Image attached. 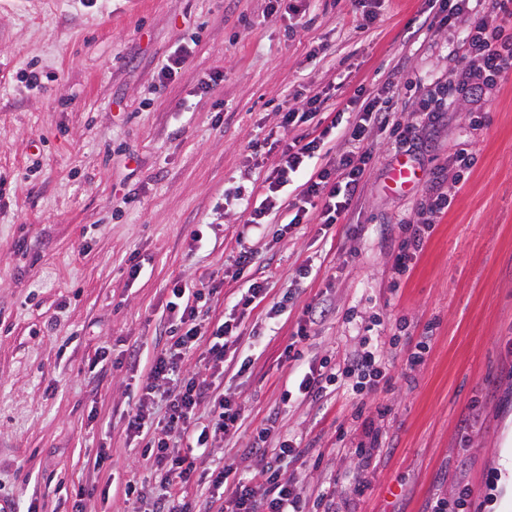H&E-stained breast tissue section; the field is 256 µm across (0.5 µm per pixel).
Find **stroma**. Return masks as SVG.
I'll return each instance as SVG.
<instances>
[{"instance_id": "obj_1", "label": "stroma", "mask_w": 512, "mask_h": 512, "mask_svg": "<svg viewBox=\"0 0 512 512\" xmlns=\"http://www.w3.org/2000/svg\"><path fill=\"white\" fill-rule=\"evenodd\" d=\"M267 5L0 0V496L72 512L86 453L100 446L117 483L148 480L121 420L145 374L128 354L147 360L162 347L176 278L218 282L204 317L222 318L246 286L235 266L246 245L269 292L244 313L245 336L214 378L244 418L207 465L254 474L249 448L271 418L305 450L283 479L312 497L335 486L339 512H424L462 482L476 512H512V72L487 100L458 99L422 120L411 152L375 133L352 204L328 233L296 224L261 234L230 189L264 184L254 139L308 132L281 128L282 111L311 91L343 109L356 88L377 94L390 81L397 118L416 119L414 83L447 86L448 53L460 47L455 32L421 29L424 0H385L364 29L355 0H303L298 14ZM181 46L188 65L159 88V65ZM463 151L476 156L467 172L454 163ZM402 158L420 174L408 190L389 183ZM434 190L454 193L453 204L399 274L401 226L426 219L419 203ZM305 264L316 274L301 282ZM322 301L334 312L309 325L305 361H342L373 333L396 360L390 385L364 399L344 386L322 405L284 400L298 373L282 352ZM428 326L426 360L405 368ZM100 348L108 364L91 368ZM371 428L381 438L365 459L355 448Z\"/></svg>"}]
</instances>
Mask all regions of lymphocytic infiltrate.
<instances>
[{
	"instance_id": "f902f5d3",
	"label": "lymphocytic infiltrate",
	"mask_w": 512,
	"mask_h": 512,
	"mask_svg": "<svg viewBox=\"0 0 512 512\" xmlns=\"http://www.w3.org/2000/svg\"><path fill=\"white\" fill-rule=\"evenodd\" d=\"M427 5L423 20L427 30L437 33L450 29L461 34L463 52L457 59L456 78L448 86V97L486 98L498 78L512 71V31L499 22L512 9V0H427ZM393 98L390 90L381 97L357 90L350 103L360 112L358 120L344 121L339 110L318 135L307 134L281 144L267 187L248 213V224L262 228L285 207L290 209L294 224L316 219L328 230L339 223L373 157L367 146L370 129L402 145L415 144L418 138L415 124L396 119ZM334 133L345 146L337 156L329 147ZM296 177L303 181L302 191L296 201L284 204L280 189ZM213 294V288L204 284L174 280L168 303L169 338L151 363L138 405L126 416L128 431L141 438L144 457L152 459L161 477L162 492L153 499L151 512H196V504L187 498L185 489L205 482L227 486L224 512H309L313 507L320 512H336L334 493H321L311 504L296 485L281 480L283 465L298 459L303 450L290 438L272 440L268 426L259 430L252 448L262 462L253 476L238 477L230 464L211 471L199 467L196 449L210 447L236 432L243 418L241 407L218 393L208 377L186 369L188 359L198 351L210 369L223 368L227 344L241 338L236 318L221 319L212 326L203 320L202 304ZM387 366L383 349L372 343L339 366L328 358L310 363L299 377L297 393L302 399L320 403L348 378L352 391L359 395L370 380L383 376ZM159 400L167 406L164 422L148 426ZM205 404L210 407V422L202 427L197 411Z\"/></svg>"
}]
</instances>
